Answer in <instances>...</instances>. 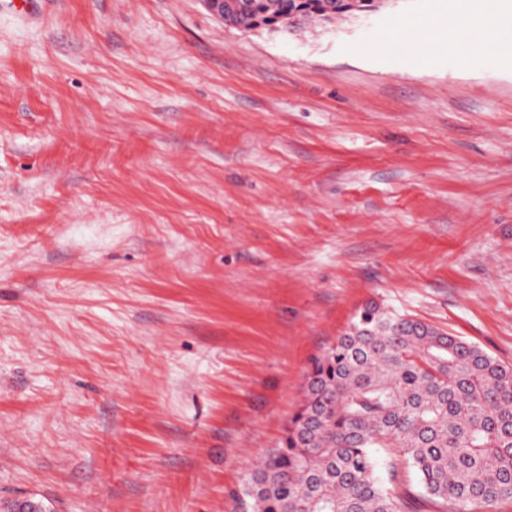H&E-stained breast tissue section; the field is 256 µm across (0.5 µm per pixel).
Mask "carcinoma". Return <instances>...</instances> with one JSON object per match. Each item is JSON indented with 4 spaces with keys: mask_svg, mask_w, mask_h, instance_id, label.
<instances>
[{
    "mask_svg": "<svg viewBox=\"0 0 512 512\" xmlns=\"http://www.w3.org/2000/svg\"><path fill=\"white\" fill-rule=\"evenodd\" d=\"M280 29L377 11L379 0H254ZM470 512L512 499V368L460 336L377 303L311 362L277 447L249 468L240 512Z\"/></svg>",
    "mask_w": 512,
    "mask_h": 512,
    "instance_id": "carcinoma-1",
    "label": "carcinoma"
}]
</instances>
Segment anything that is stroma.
<instances>
[{"label": "stroma", "instance_id": "obj_1", "mask_svg": "<svg viewBox=\"0 0 512 512\" xmlns=\"http://www.w3.org/2000/svg\"><path fill=\"white\" fill-rule=\"evenodd\" d=\"M0 0V512H233L368 302L512 366V62L202 0Z\"/></svg>", "mask_w": 512, "mask_h": 512}]
</instances>
